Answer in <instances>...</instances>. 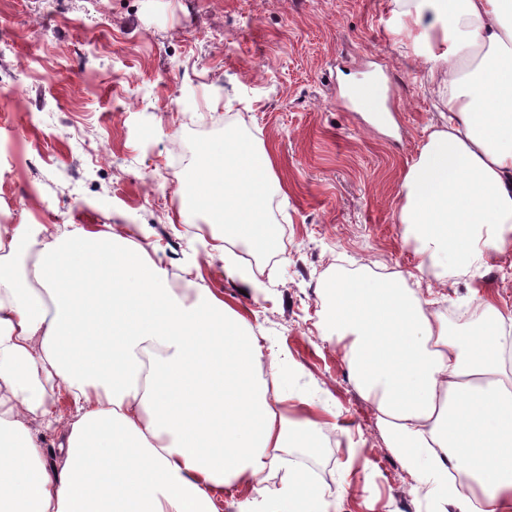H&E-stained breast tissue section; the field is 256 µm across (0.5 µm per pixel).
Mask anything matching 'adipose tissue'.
Listing matches in <instances>:
<instances>
[{"label": "adipose tissue", "mask_w": 512, "mask_h": 512, "mask_svg": "<svg viewBox=\"0 0 512 512\" xmlns=\"http://www.w3.org/2000/svg\"><path fill=\"white\" fill-rule=\"evenodd\" d=\"M423 31L420 56L446 89L441 125L403 173L399 221L417 243L420 275L467 276L512 246V0H395ZM219 167L200 170L197 204L224 226V243L272 242L264 219L267 152L237 136L216 147ZM251 154L250 173L224 169ZM325 329L342 343L359 389L377 412L386 445L433 512H512V322L481 302V321L458 335L399 272L337 275ZM136 305L122 332L120 364L104 374L64 337L91 335L108 311ZM253 326L209 289L172 287L143 250L120 236L69 225L0 233V512H214L212 495L258 482L288 443V418L258 372ZM199 367L184 413L152 392L155 375ZM239 393L216 401L213 381ZM72 419L47 472L31 434L55 428L54 397ZM240 512H299L305 486L285 474Z\"/></svg>", "instance_id": "1"}]
</instances>
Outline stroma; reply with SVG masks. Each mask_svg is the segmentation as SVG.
Returning <instances> with one entry per match:
<instances>
[{
	"instance_id": "obj_1",
	"label": "stroma",
	"mask_w": 512,
	"mask_h": 512,
	"mask_svg": "<svg viewBox=\"0 0 512 512\" xmlns=\"http://www.w3.org/2000/svg\"><path fill=\"white\" fill-rule=\"evenodd\" d=\"M394 0H0V225L78 224L129 235L178 281L183 270L258 327L282 363L286 466L316 465L339 512H431L386 447L341 344L326 338L323 289L362 261L420 262L398 221L400 181L442 111L439 77L414 52ZM370 76L389 112L361 111ZM20 95H13V88ZM236 134L273 162L276 236L225 273L210 214L186 205L210 148ZM107 149L109 163L98 162ZM174 204H167L166 195ZM512 316V248L481 276Z\"/></svg>"
}]
</instances>
